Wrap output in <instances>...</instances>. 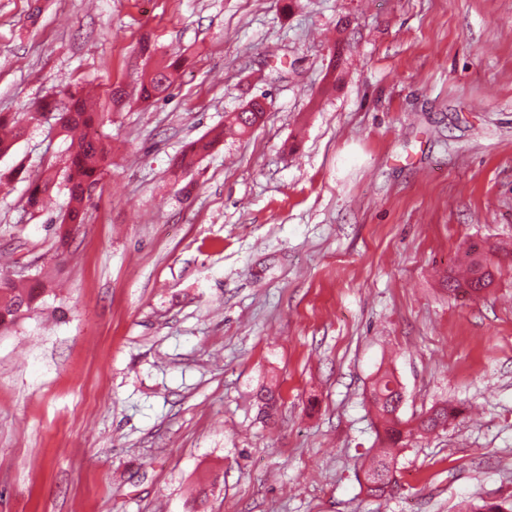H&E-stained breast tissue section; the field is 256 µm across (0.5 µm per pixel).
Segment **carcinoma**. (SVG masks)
<instances>
[{"label": "carcinoma", "mask_w": 512, "mask_h": 512, "mask_svg": "<svg viewBox=\"0 0 512 512\" xmlns=\"http://www.w3.org/2000/svg\"><path fill=\"white\" fill-rule=\"evenodd\" d=\"M180 58H171L157 63L154 68L143 74L139 96L144 102H157L170 97L178 72ZM65 102L55 98L44 100L39 109L57 111L58 121L65 133H80L78 150L69 155L63 166V173L50 170L28 175V188L25 204L29 209L38 211L43 200L59 185L64 186L69 199V207L56 228L58 248L68 242L71 231L87 222L88 205L91 194L99 184L106 167L111 162L107 146L95 136V127L103 121L104 115L89 110L85 99L78 90L67 89ZM266 108L255 104L249 112H234L230 123L242 133L260 123ZM37 119V113L30 112L27 117L0 113V129L5 130L0 137V155L8 153L16 139L25 132L24 122ZM224 135V130L215 129L208 135L192 142L176 159L174 168L184 174L193 170L200 158ZM485 259L479 248L473 246L467 254L466 274L455 279L449 288L462 289L478 293L492 283L491 274L485 269ZM34 284L15 281L0 274V332L6 331L33 310V303L41 294V273L34 274ZM398 383L393 375L386 372L376 381L371 394L372 405L379 420L380 448L371 464L364 472L366 491L370 495L381 496L386 493L390 482V473L395 466L394 449L405 447L413 438L443 428L456 419L462 410L451 404L432 407V411L411 422L396 413L392 405ZM464 512H512V502L479 499L466 504Z\"/></svg>", "instance_id": "1"}]
</instances>
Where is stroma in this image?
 <instances>
[{
    "label": "stroma",
    "instance_id": "obj_1",
    "mask_svg": "<svg viewBox=\"0 0 512 512\" xmlns=\"http://www.w3.org/2000/svg\"><path fill=\"white\" fill-rule=\"evenodd\" d=\"M157 56L169 100L113 106ZM94 90L112 148L55 254L65 190H0V271L61 264L0 334V512H460L512 496V0H0V112ZM180 192L185 146L249 99ZM54 112L0 172L60 169ZM494 273L449 292L465 251ZM463 410L359 480L372 385ZM278 394L265 421L258 396ZM247 109L248 107H244L240 112H233L231 114L230 123L235 125L241 133L247 132L249 129L260 123L266 112V108L258 103L254 105L253 110L250 112H243Z\"/></svg>",
    "mask_w": 512,
    "mask_h": 512
}]
</instances>
